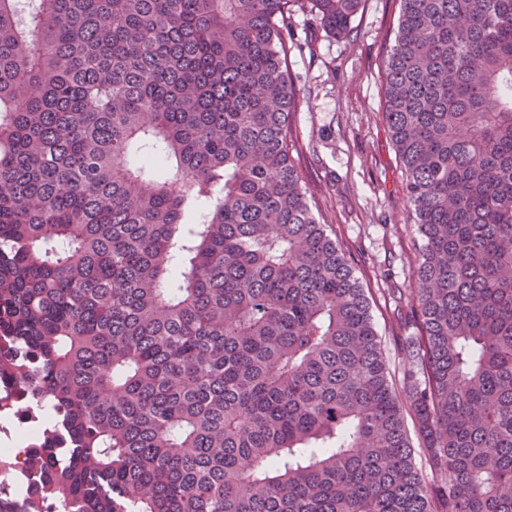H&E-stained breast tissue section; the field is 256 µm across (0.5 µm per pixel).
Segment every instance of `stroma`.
<instances>
[{"instance_id": "stroma-1", "label": "stroma", "mask_w": 512, "mask_h": 512, "mask_svg": "<svg viewBox=\"0 0 512 512\" xmlns=\"http://www.w3.org/2000/svg\"><path fill=\"white\" fill-rule=\"evenodd\" d=\"M399 14L400 0H364L351 35L341 37L298 10L288 40V66L299 90L291 119L293 162L313 213L352 257L397 383L405 360L393 342L398 296L409 291L418 255L382 99Z\"/></svg>"}]
</instances>
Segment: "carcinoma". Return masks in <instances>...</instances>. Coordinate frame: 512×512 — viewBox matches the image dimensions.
Listing matches in <instances>:
<instances>
[{"label":"carcinoma","mask_w":512,"mask_h":512,"mask_svg":"<svg viewBox=\"0 0 512 512\" xmlns=\"http://www.w3.org/2000/svg\"><path fill=\"white\" fill-rule=\"evenodd\" d=\"M294 2L0 0V364L55 512H512V0H400V390L292 164Z\"/></svg>","instance_id":"obj_1"}]
</instances>
